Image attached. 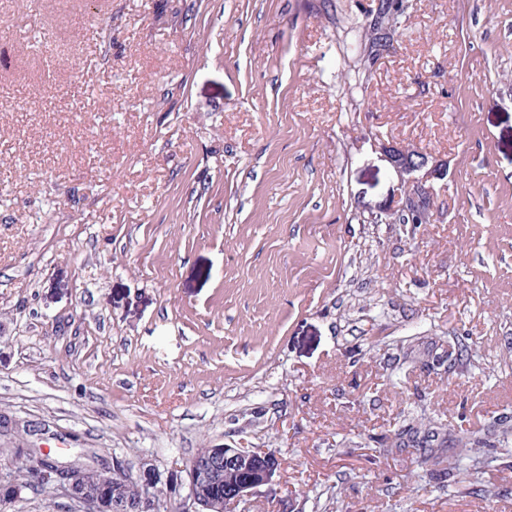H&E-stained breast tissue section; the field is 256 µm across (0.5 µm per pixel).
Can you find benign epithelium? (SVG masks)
<instances>
[{
	"instance_id": "7a95c632",
	"label": "benign epithelium",
	"mask_w": 512,
	"mask_h": 512,
	"mask_svg": "<svg viewBox=\"0 0 512 512\" xmlns=\"http://www.w3.org/2000/svg\"><path fill=\"white\" fill-rule=\"evenodd\" d=\"M385 157L400 176L405 186V194L398 212L401 215L414 214L424 221L428 213L413 211L411 192H430L426 182L444 175V169L437 163H429L427 155L411 153L395 145L383 146ZM208 459L224 461V475L236 482L232 492V501L240 502L249 493L261 486L269 485L280 467V461L272 450L264 448H212ZM212 468L197 467L195 462L187 465H173L166 477L156 470L153 464L144 460L140 463L136 475H131L125 463L118 458L112 459V467L96 470V480L91 483L82 469L64 464H54L52 475H43L44 480L65 496L80 505L82 512H103L102 500L98 489L117 486L121 482L135 480L149 491L146 505L152 512L158 506L173 500L180 501V512H224V504L207 497L202 483L208 480Z\"/></svg>"
}]
</instances>
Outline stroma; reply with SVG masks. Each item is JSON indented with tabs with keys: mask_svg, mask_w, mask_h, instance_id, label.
<instances>
[{
	"mask_svg": "<svg viewBox=\"0 0 512 512\" xmlns=\"http://www.w3.org/2000/svg\"><path fill=\"white\" fill-rule=\"evenodd\" d=\"M0 0V448L137 472L280 449L234 512H512L366 445L423 405L512 417V0ZM427 153L392 223L382 146ZM469 376L409 368L449 351Z\"/></svg>",
	"mask_w": 512,
	"mask_h": 512,
	"instance_id": "1",
	"label": "stroma"
}]
</instances>
